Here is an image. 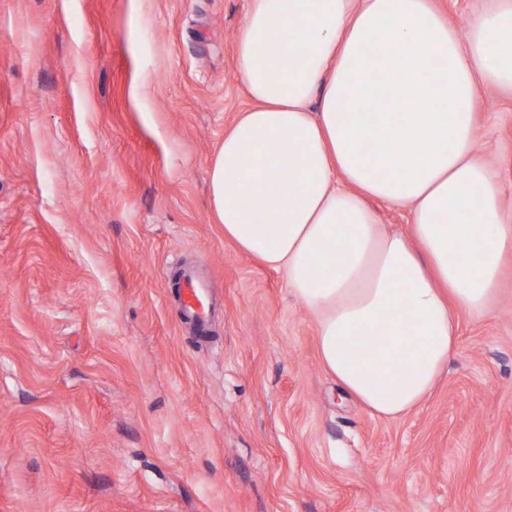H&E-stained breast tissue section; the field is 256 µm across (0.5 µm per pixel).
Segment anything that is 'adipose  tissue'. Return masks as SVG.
I'll use <instances>...</instances> for the list:
<instances>
[{
    "label": "adipose tissue",
    "mask_w": 512,
    "mask_h": 512,
    "mask_svg": "<svg viewBox=\"0 0 512 512\" xmlns=\"http://www.w3.org/2000/svg\"><path fill=\"white\" fill-rule=\"evenodd\" d=\"M234 57L250 105L208 170L215 219L284 271L326 371L370 413L406 415L456 348L455 310L488 307L512 250L473 112L481 85L512 92V0L465 39L434 0H249ZM373 199L408 205L410 235L384 232Z\"/></svg>",
    "instance_id": "obj_1"
}]
</instances>
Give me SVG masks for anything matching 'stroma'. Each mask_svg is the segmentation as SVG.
Here are the masks:
<instances>
[{"instance_id": "stroma-1", "label": "stroma", "mask_w": 512, "mask_h": 512, "mask_svg": "<svg viewBox=\"0 0 512 512\" xmlns=\"http://www.w3.org/2000/svg\"><path fill=\"white\" fill-rule=\"evenodd\" d=\"M248 0H0V512H512V254L441 379L372 415L207 170ZM474 149L512 221V95ZM195 269L209 335L180 315Z\"/></svg>"}]
</instances>
